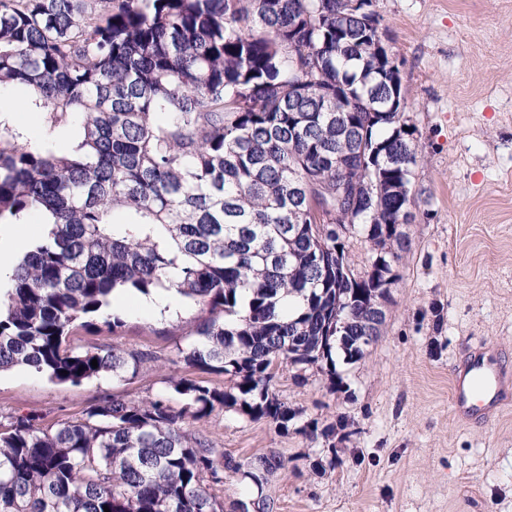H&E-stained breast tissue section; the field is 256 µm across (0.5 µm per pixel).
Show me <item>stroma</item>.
<instances>
[{
	"mask_svg": "<svg viewBox=\"0 0 512 512\" xmlns=\"http://www.w3.org/2000/svg\"><path fill=\"white\" fill-rule=\"evenodd\" d=\"M399 63L415 128L405 231L411 251L398 269L378 341L340 377L288 366L279 397L303 420L339 416L352 435L329 447L234 408L192 422L193 434L245 464L283 462L263 488L225 472L212 488L226 512L265 498L270 512H512V410L487 426L457 422L449 409L452 365L489 341L512 355V0H373ZM111 332L88 318L68 338L86 350L117 346L155 357L136 376L105 374L73 385L23 367L0 372V427L18 415L40 426L80 418L101 398H181L171 380L199 377L176 361L204 314L178 304L160 313L110 304Z\"/></svg>",
	"mask_w": 512,
	"mask_h": 512,
	"instance_id": "obj_1",
	"label": "stroma"
}]
</instances>
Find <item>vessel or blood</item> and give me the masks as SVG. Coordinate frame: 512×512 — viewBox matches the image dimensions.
I'll list each match as a JSON object with an SVG mask.
<instances>
[{
    "instance_id": "vessel-or-blood-1",
    "label": "vessel or blood",
    "mask_w": 512,
    "mask_h": 512,
    "mask_svg": "<svg viewBox=\"0 0 512 512\" xmlns=\"http://www.w3.org/2000/svg\"><path fill=\"white\" fill-rule=\"evenodd\" d=\"M450 380V411L459 421L486 424L512 405V365L493 345L467 348Z\"/></svg>"
}]
</instances>
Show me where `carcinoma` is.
<instances>
[{
	"instance_id": "cac0c4a2",
	"label": "carcinoma",
	"mask_w": 512,
	"mask_h": 512,
	"mask_svg": "<svg viewBox=\"0 0 512 512\" xmlns=\"http://www.w3.org/2000/svg\"><path fill=\"white\" fill-rule=\"evenodd\" d=\"M344 13V0H0V94L33 92L44 118L31 139L0 113V224H54L0 287V370L134 376L154 357L77 351L69 328L117 290L174 287L224 312L180 358L232 383L175 380L178 411L114 394L54 429L16 418L0 430V512H224L210 487L243 464L187 421L236 407L286 432L299 412L275 391L279 368L334 382L336 354L363 358L374 268L411 250H386L384 232L409 210L417 159L379 19ZM367 183L336 204L341 185ZM338 221L376 251L365 270ZM298 432L330 441L336 426ZM280 466L271 454L246 477L260 489Z\"/></svg>"
}]
</instances>
